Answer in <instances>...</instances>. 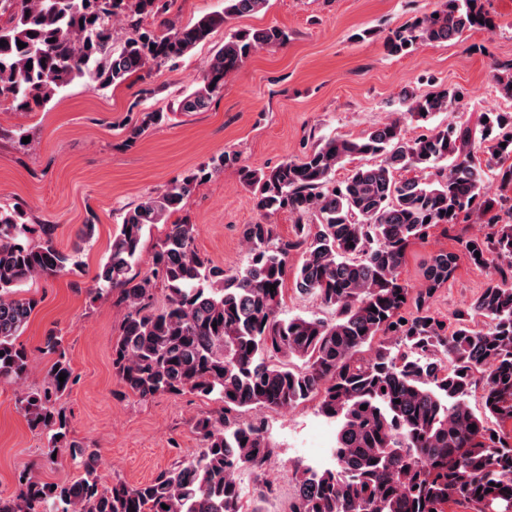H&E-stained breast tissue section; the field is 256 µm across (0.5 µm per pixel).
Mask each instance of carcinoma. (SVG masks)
Masks as SVG:
<instances>
[{"label": "carcinoma", "instance_id": "cac0c4a2", "mask_svg": "<svg viewBox=\"0 0 512 512\" xmlns=\"http://www.w3.org/2000/svg\"><path fill=\"white\" fill-rule=\"evenodd\" d=\"M267 3L224 0L222 11L178 26L163 18L174 0H0V17L8 15L0 25V103L32 111L76 82L99 90L153 67H177L215 28ZM114 17L126 26L119 50ZM493 26L482 0H437L392 31L385 50L397 56ZM287 42L277 26L232 32L180 111H207L226 76L256 51ZM404 100L410 116L426 121L453 111L458 92L406 93ZM163 121L161 112L127 121L125 144ZM355 158L363 163L336 180ZM511 158L512 113L490 110L473 129L450 122L413 140L397 117L357 138L322 137L302 157L268 170L220 154L126 210L88 289L92 299L126 310L112 369L140 400L189 392L223 407L195 422L203 448L148 482L104 486L98 455L74 452L77 480L52 485L23 472L15 493L0 495V512H264L271 487L245 501L236 474L262 472L274 448L262 423L227 414L312 400L339 422L335 467L302 469L288 512H447L452 505L512 512V434L505 431L512 425V212L506 221L489 215L484 194L490 172L512 185V164L504 166ZM235 164L255 210L263 217L286 211L295 224L288 239L262 220L244 225L248 262L227 270L197 249L196 225L168 218L197 185ZM409 169L427 170L430 179L401 177ZM474 216L487 217L488 232L459 237L458 251L431 256L421 287L400 278L411 245L434 227L449 230ZM159 224L163 237L139 271L144 238ZM56 230L29 223L18 203L0 204V382L20 387L17 408L59 455L77 447L58 406L76 384L64 336L51 331L37 347L50 364L36 388L24 383L37 352L18 342L39 304L24 288L83 275L76 253L57 247ZM294 253L301 263L292 269ZM461 253L488 269V280L445 321L433 299L454 278ZM290 273L295 290L318 298L330 316L283 313ZM159 288L166 304L156 308ZM477 387L479 412L471 403Z\"/></svg>", "mask_w": 512, "mask_h": 512}]
</instances>
